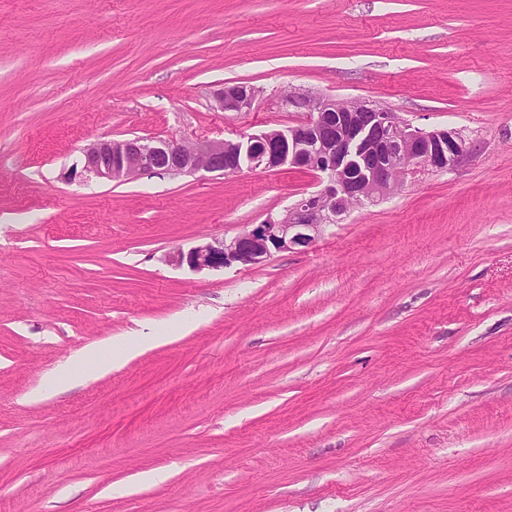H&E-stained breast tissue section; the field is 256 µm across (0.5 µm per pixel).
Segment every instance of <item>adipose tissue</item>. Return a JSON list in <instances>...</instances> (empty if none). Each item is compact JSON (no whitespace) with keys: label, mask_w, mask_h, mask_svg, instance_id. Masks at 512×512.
I'll use <instances>...</instances> for the list:
<instances>
[{"label":"adipose tissue","mask_w":512,"mask_h":512,"mask_svg":"<svg viewBox=\"0 0 512 512\" xmlns=\"http://www.w3.org/2000/svg\"><path fill=\"white\" fill-rule=\"evenodd\" d=\"M155 343L156 340L152 337L129 336L121 342L111 357L104 360L97 357L98 347H86L79 352L75 360L56 370L51 375L47 382L46 390L50 393H59L73 388L89 378L121 367L130 359L151 349Z\"/></svg>","instance_id":"1"}]
</instances>
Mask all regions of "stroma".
<instances>
[{
  "label": "stroma",
  "instance_id": "35a3bbf8",
  "mask_svg": "<svg viewBox=\"0 0 512 512\" xmlns=\"http://www.w3.org/2000/svg\"><path fill=\"white\" fill-rule=\"evenodd\" d=\"M235 82L251 111L216 108ZM291 91L471 152L201 273L170 255L313 175L70 176L103 139L296 124ZM174 328L31 401L84 347ZM0 512H512V0H0Z\"/></svg>",
  "mask_w": 512,
  "mask_h": 512
}]
</instances>
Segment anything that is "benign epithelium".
Returning <instances> with one entry per match:
<instances>
[{
	"label": "benign epithelium",
	"instance_id": "7a95c632",
	"mask_svg": "<svg viewBox=\"0 0 512 512\" xmlns=\"http://www.w3.org/2000/svg\"><path fill=\"white\" fill-rule=\"evenodd\" d=\"M256 97L251 86L226 84L215 101L223 112H248ZM281 105L303 110L308 117L234 138L102 140L83 150L82 169L73 174L123 182L152 171L229 176L288 166L314 175L321 189L303 195L281 218L250 224L229 240L213 238L170 256L172 264L202 272L260 265L279 252L308 251L327 226L355 206L387 198L420 171L456 167L470 151L452 129H421L361 99L290 92Z\"/></svg>",
	"mask_w": 512,
	"mask_h": 512
}]
</instances>
